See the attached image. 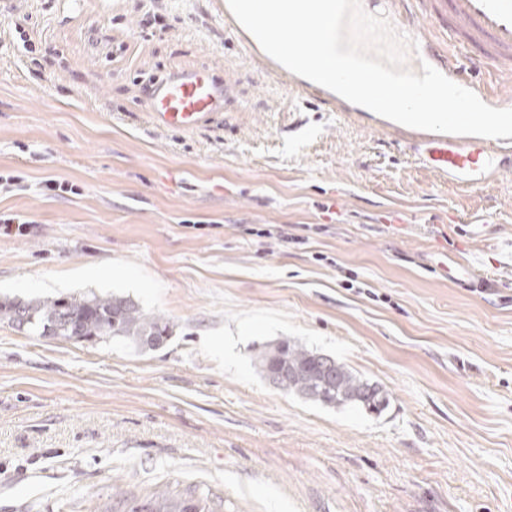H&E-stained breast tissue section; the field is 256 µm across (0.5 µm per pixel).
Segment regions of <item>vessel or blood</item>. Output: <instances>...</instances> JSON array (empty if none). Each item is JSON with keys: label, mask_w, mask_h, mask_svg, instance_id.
Wrapping results in <instances>:
<instances>
[{"label": "vessel or blood", "mask_w": 512, "mask_h": 512, "mask_svg": "<svg viewBox=\"0 0 512 512\" xmlns=\"http://www.w3.org/2000/svg\"><path fill=\"white\" fill-rule=\"evenodd\" d=\"M372 12L387 16L393 28L416 41L407 51L405 66L420 71L430 64L453 82L474 88L455 53H444L427 40L415 23L418 0H365ZM448 7V41L470 49L474 63L491 62L501 74L512 76V0H432ZM151 119L159 127H195L224 104L226 82L205 69L183 70L151 84ZM414 154L449 184L471 188L492 176L512 171V140L473 135L417 132Z\"/></svg>", "instance_id": "vessel-or-blood-1"}]
</instances>
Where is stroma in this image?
Returning a JSON list of instances; mask_svg holds the SVG:
<instances>
[{"label": "stroma", "mask_w": 512, "mask_h": 512, "mask_svg": "<svg viewBox=\"0 0 512 512\" xmlns=\"http://www.w3.org/2000/svg\"><path fill=\"white\" fill-rule=\"evenodd\" d=\"M226 0H0V301L130 297L153 351L0 322V512H512V173L458 188L372 112L279 76ZM32 50H25V43ZM224 106L151 123V77ZM74 192L48 194L49 180ZM468 263L493 280H453ZM289 338L378 383V413L270 385ZM150 112L158 127L191 129L224 105L225 81L207 69H191L156 79L151 84ZM203 498H197L192 492L186 496H172L165 491L156 492L148 501L153 505L142 506L141 508L130 507L128 510H116L123 512H187L188 508L184 507L186 503H191V512H203Z\"/></svg>", "instance_id": "obj_1"}]
</instances>
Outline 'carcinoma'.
<instances>
[{
  "label": "carcinoma",
  "instance_id": "obj_1",
  "mask_svg": "<svg viewBox=\"0 0 512 512\" xmlns=\"http://www.w3.org/2000/svg\"><path fill=\"white\" fill-rule=\"evenodd\" d=\"M24 329L34 336L97 342L121 339L141 350L162 347L171 335L170 323L143 310L128 297L113 295L59 297L0 302V322ZM256 360L262 376L273 385L305 400L328 407L353 406L379 412L386 404L378 385L361 379L336 359L282 338L259 350ZM126 512H203L204 499L189 493L172 496L155 493L149 505L131 507L135 499L115 492Z\"/></svg>",
  "mask_w": 512,
  "mask_h": 512
}]
</instances>
